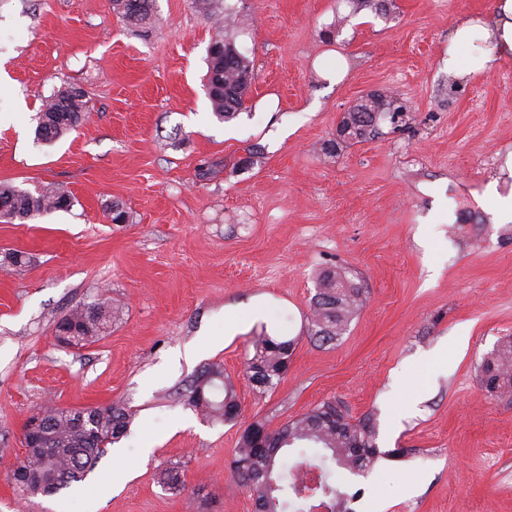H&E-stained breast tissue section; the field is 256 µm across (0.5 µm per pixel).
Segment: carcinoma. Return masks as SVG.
I'll use <instances>...</instances> for the list:
<instances>
[{
	"label": "carcinoma",
	"instance_id": "obj_1",
	"mask_svg": "<svg viewBox=\"0 0 512 512\" xmlns=\"http://www.w3.org/2000/svg\"><path fill=\"white\" fill-rule=\"evenodd\" d=\"M153 0H111L114 11L128 21L142 22L152 10ZM207 88L215 116L222 120L242 109L253 77L248 59L240 52L207 57ZM90 109L86 96H75L68 87L45 101L36 116V137L52 143L77 130ZM405 116V105L397 98L369 97L340 124V134L348 140L363 141L379 134V119ZM0 220L25 222L54 211L72 207L69 192L57 188L34 195L8 183H0ZM364 291L341 270H328L318 279L311 303L313 335L332 341L342 335L350 320L363 306ZM112 307L106 301L76 305L59 319L58 324L87 322L90 334L82 336L83 345L94 343L112 326ZM295 340L264 335L255 343V353L246 359V373L252 385L266 392L284 377L293 355ZM512 336L500 341L483 361L485 389L499 393L512 389ZM188 405L214 423L236 420L239 401L234 385L224 375L221 364H211L201 371L190 387ZM337 412L336 401L325 400L302 415L275 428L254 420L242 429L230 461L231 475L253 499L255 512H313L327 506L331 512H353L343 476L368 471L378 458L385 456L376 445V430L371 418L356 422L340 417L328 422ZM79 409L54 408L44 411L53 422L42 454L44 466L40 479L18 481L16 485L28 497L56 494L82 481L105 454L106 448L126 434L132 413L125 406L111 404L92 407L84 420ZM316 448L319 454L294 465L290 476L281 473L279 458L294 448ZM319 475L311 494H301L299 487L307 480V471Z\"/></svg>",
	"mask_w": 512,
	"mask_h": 512
}]
</instances>
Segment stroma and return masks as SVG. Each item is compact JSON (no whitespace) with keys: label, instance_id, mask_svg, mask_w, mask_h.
Masks as SVG:
<instances>
[{"label":"stroma","instance_id":"35a3bbf8","mask_svg":"<svg viewBox=\"0 0 512 512\" xmlns=\"http://www.w3.org/2000/svg\"><path fill=\"white\" fill-rule=\"evenodd\" d=\"M494 0H155L132 24L110 0H0V183L69 191L73 206L0 223V512H253L230 475L241 424L278 426L333 399L371 418L384 456L352 477L353 512H512V393L480 364L512 336V223L485 194L512 156V62L466 83L448 71L460 19ZM234 42L254 78L239 113L213 114L207 50ZM334 51L336 84L315 70ZM81 87L93 110L51 145L43 102ZM371 95L407 107L372 139H340ZM120 202L124 224L107 209ZM367 295L338 340L310 334L320 274ZM105 298L119 318L69 347L55 325ZM248 319L226 337L228 313ZM296 340L261 393L257 334ZM219 363L241 406L213 424L186 404ZM123 403L127 433L84 481L21 501L8 475L26 418ZM405 449L400 458L389 450ZM181 467L185 488L160 480ZM129 473L113 482V468Z\"/></svg>","mask_w":512,"mask_h":512}]
</instances>
